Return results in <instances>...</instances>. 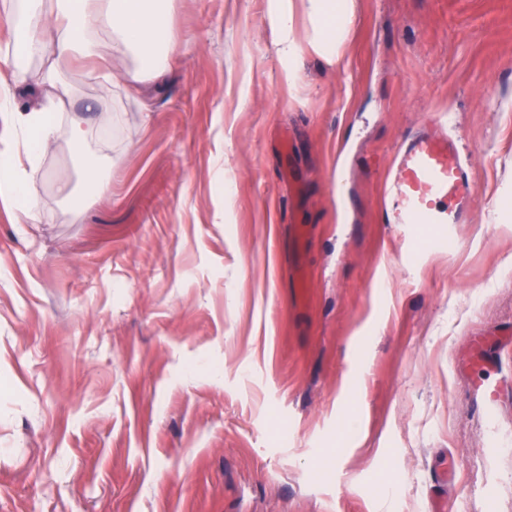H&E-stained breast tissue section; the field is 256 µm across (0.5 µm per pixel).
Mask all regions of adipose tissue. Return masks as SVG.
<instances>
[{"instance_id":"1","label":"adipose tissue","mask_w":512,"mask_h":512,"mask_svg":"<svg viewBox=\"0 0 512 512\" xmlns=\"http://www.w3.org/2000/svg\"><path fill=\"white\" fill-rule=\"evenodd\" d=\"M21 10L0 12V23L11 33L0 53V127L14 143L0 153V201L14 211L19 224L39 218L34 183L43 152L54 140L58 97L43 96L20 103L17 92L30 80L62 89L58 63L92 61L103 85L118 83L107 67V57L138 53L145 68L160 74L181 55L168 0H20ZM275 25L273 43L278 54L296 61L312 52L331 64H340L357 18V0H306L311 24L307 42L297 40L292 0H271ZM110 21L112 40L102 45V21Z\"/></svg>"}]
</instances>
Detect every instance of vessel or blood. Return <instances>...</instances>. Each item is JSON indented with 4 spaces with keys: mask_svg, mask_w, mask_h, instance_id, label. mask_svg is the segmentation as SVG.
Returning <instances> with one entry per match:
<instances>
[{
    "mask_svg": "<svg viewBox=\"0 0 512 512\" xmlns=\"http://www.w3.org/2000/svg\"><path fill=\"white\" fill-rule=\"evenodd\" d=\"M477 176L469 166L446 114L407 133L381 183V214L387 224L466 223L475 201Z\"/></svg>",
    "mask_w": 512,
    "mask_h": 512,
    "instance_id": "obj_1",
    "label": "vessel or blood"
}]
</instances>
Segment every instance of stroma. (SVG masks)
<instances>
[{
  "label": "stroma",
  "mask_w": 512,
  "mask_h": 512,
  "mask_svg": "<svg viewBox=\"0 0 512 512\" xmlns=\"http://www.w3.org/2000/svg\"><path fill=\"white\" fill-rule=\"evenodd\" d=\"M170 13L178 64L113 61L137 94L62 66L111 191L63 122L38 222L0 202V512H512V0H358L296 83L269 0ZM445 109L471 223H383Z\"/></svg>",
  "instance_id": "1"
}]
</instances>
